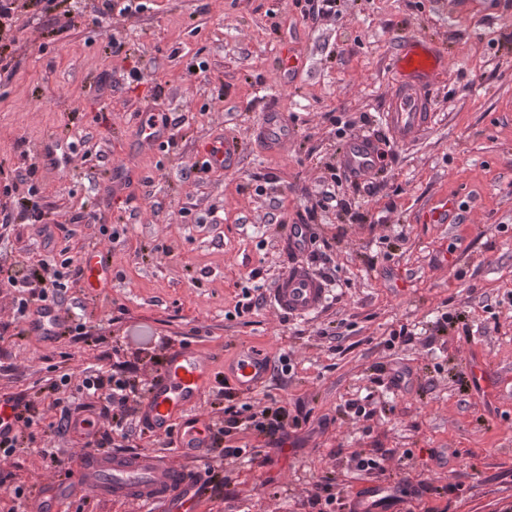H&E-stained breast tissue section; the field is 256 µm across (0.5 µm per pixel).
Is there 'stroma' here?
Segmentation results:
<instances>
[{"instance_id": "obj_1", "label": "stroma", "mask_w": 512, "mask_h": 512, "mask_svg": "<svg viewBox=\"0 0 512 512\" xmlns=\"http://www.w3.org/2000/svg\"><path fill=\"white\" fill-rule=\"evenodd\" d=\"M142 2L121 16L103 0H53L44 13L19 8L0 30V206L12 211L0 268L112 253L110 288L66 277L54 292L84 338L30 334L20 294L0 284V396L33 414L22 448L0 462V512H31L60 482L41 449L69 467L83 452L53 430L62 408L45 397L50 382L70 374L59 395L74 409L90 401L77 390L86 374L130 361L147 384L179 344L211 363L202 422L223 424L222 389L244 348L272 372L239 403L271 398L304 420L264 467L175 456L214 470L197 512H312L326 476L336 498L375 502V512H512V0H481L476 12L469 0H338L324 16L308 0ZM411 38L446 66L431 122L398 144L382 114ZM286 53L296 67L284 83ZM269 108L291 121L276 151L254 135ZM138 111L171 120L153 151L139 149ZM358 134L382 152L372 194L339 163L340 140ZM225 135L239 143L237 167L206 170L203 142ZM119 167L132 175L115 194ZM330 187L338 207L319 208ZM441 200L455 223L430 219ZM306 223L302 260L329 293L313 315H283L271 301L288 267L280 242ZM246 293L260 303L242 313ZM475 360L496 389L485 399L472 389ZM401 368L408 376L392 384ZM446 448L458 456L442 467L433 454ZM357 453L384 456L383 472L357 471ZM407 482L429 490L400 492ZM61 512L145 510L84 488Z\"/></svg>"}]
</instances>
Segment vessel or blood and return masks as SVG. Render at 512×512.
<instances>
[{
    "label": "vessel or blood",
    "instance_id": "vessel-or-blood-1",
    "mask_svg": "<svg viewBox=\"0 0 512 512\" xmlns=\"http://www.w3.org/2000/svg\"><path fill=\"white\" fill-rule=\"evenodd\" d=\"M441 62L428 43L411 39L397 55L393 64L392 86L383 120L392 138L400 143L410 141L427 126L432 102L428 92L440 70ZM140 132L141 150H154L165 141V122L150 119L142 112L135 117ZM290 135L287 113L270 109L263 113L256 129L259 141L269 149L285 145ZM204 158L210 168H234L240 158V147L234 138L209 145ZM379 160L375 140L367 135L350 138L345 144L340 165L357 179L371 176ZM312 245V228L307 224L291 225L283 248L290 257L286 273L278 280L272 302L283 314H309L326 300L325 280L300 255ZM85 287L101 290L109 287L112 255L104 249H93L82 257ZM60 324V314L49 306L35 312L28 322L32 334L52 338ZM271 371V363L249 350H241L231 372L237 390L251 393L260 388ZM212 381V368L196 349L182 344L169 349L162 371L154 377L138 417L154 434L171 438L172 446L183 456L199 452L197 444L187 438H172L171 425L184 419L193 428H201L193 413ZM94 487L113 498L134 500L143 505H160L163 512H193L206 493L205 480L195 472L174 465L164 456L150 453L89 452L80 458L71 476L64 483L49 485L43 490L42 512H56L59 503L78 488Z\"/></svg>",
    "mask_w": 512,
    "mask_h": 512
}]
</instances>
